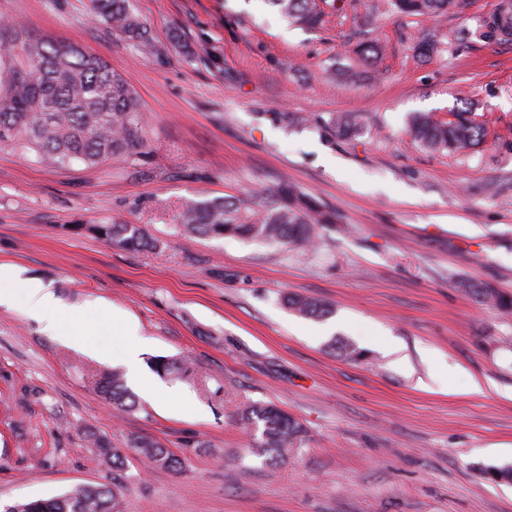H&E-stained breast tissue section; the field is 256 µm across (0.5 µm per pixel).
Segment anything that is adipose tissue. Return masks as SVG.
Wrapping results in <instances>:
<instances>
[{"instance_id":"1","label":"adipose tissue","mask_w":512,"mask_h":512,"mask_svg":"<svg viewBox=\"0 0 512 512\" xmlns=\"http://www.w3.org/2000/svg\"><path fill=\"white\" fill-rule=\"evenodd\" d=\"M2 284L14 285L25 291L29 302L24 314L42 323L45 332L60 337L70 345H82L83 340L78 333L67 332L60 328L62 320L73 316V309L57 299L41 280L22 277L17 267L0 264V285Z\"/></svg>"}]
</instances>
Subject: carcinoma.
Listing matches in <instances>:
<instances>
[{
  "label": "carcinoma",
  "mask_w": 512,
  "mask_h": 512,
  "mask_svg": "<svg viewBox=\"0 0 512 512\" xmlns=\"http://www.w3.org/2000/svg\"><path fill=\"white\" fill-rule=\"evenodd\" d=\"M281 15L305 29L324 21L316 0H268ZM404 17L436 16L448 11L450 0H392ZM96 20L114 32L135 40L144 51L154 50L145 27L130 12L129 0H93ZM488 34L500 41L512 40V9L506 8L487 22ZM13 44L0 51L21 55L25 64L8 72V93L0 97V142H20L40 158L67 165L80 161L97 166L106 161L126 159L144 147L142 117L137 99L123 77L101 57L77 45L31 35L14 28ZM337 135H356L360 126L347 115L327 122ZM412 135L422 146L450 154L478 148L487 136L484 122L457 113L455 119L437 121L419 115L412 123ZM188 235L236 237L288 246L314 248L318 230L336 223V217L320 212L315 203L283 181L274 198L258 208L226 199L191 201L179 218ZM98 238L130 251H162L164 242L146 234L136 224H95L87 227ZM457 287L469 298L512 315V296L467 279ZM283 304L306 318L322 319L333 312L332 304L306 295L286 293ZM347 361H357L361 352L348 341L330 344ZM102 400L120 412L136 409L135 396L126 387L123 374L114 369L100 374L96 385ZM242 420L258 432L257 451L273 460L288 458L301 447L305 426L271 403H252L241 412ZM92 444L98 455L124 465L121 449L102 436ZM144 461L153 467L179 470L182 460L147 436L131 440ZM8 512H120L115 489L104 485H80L63 495L30 499Z\"/></svg>",
  "instance_id": "1"
}]
</instances>
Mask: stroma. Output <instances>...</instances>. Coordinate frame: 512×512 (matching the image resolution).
Listing matches in <instances>:
<instances>
[{
	"instance_id": "obj_1",
	"label": "stroma",
	"mask_w": 512,
	"mask_h": 512,
	"mask_svg": "<svg viewBox=\"0 0 512 512\" xmlns=\"http://www.w3.org/2000/svg\"><path fill=\"white\" fill-rule=\"evenodd\" d=\"M323 26L289 25L268 0H130L156 51L90 18L89 0H0V22L105 59L142 109L144 152L60 167L0 144V263L48 284L82 314L85 344L26 318L14 289L0 306V512L108 484L125 457L123 512H512V317L464 298L465 277L512 293V41L477 36L422 62L425 31L477 29L502 0L459 2L402 19L390 0H318ZM383 49L358 76L351 49L369 5ZM209 57H200V47ZM471 109L490 132L469 155L414 142L413 118ZM282 112L307 116L301 127ZM355 112L359 136L324 126ZM290 181L337 216L313 251L177 227L190 200L261 203ZM135 224L162 252L124 250L71 225ZM293 291L331 303L333 336L283 307ZM129 320L143 360L191 358L196 375L158 379L183 398L140 400L113 416L96 393ZM347 339L350 363L330 348ZM448 365L438 375L427 351ZM494 392L467 394L470 379ZM273 403L302 421L305 445L258 455L240 412ZM147 435L183 461L146 467L128 440Z\"/></svg>"
}]
</instances>
